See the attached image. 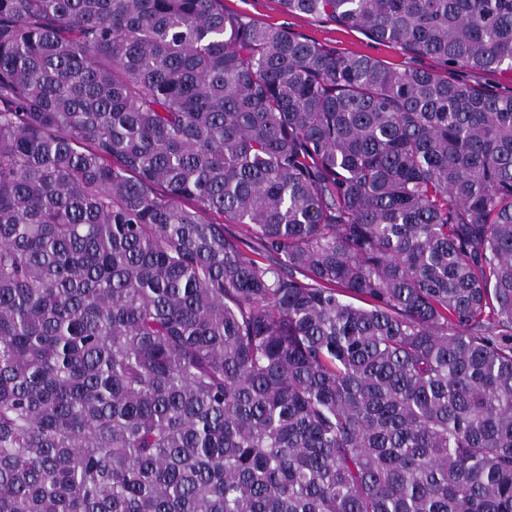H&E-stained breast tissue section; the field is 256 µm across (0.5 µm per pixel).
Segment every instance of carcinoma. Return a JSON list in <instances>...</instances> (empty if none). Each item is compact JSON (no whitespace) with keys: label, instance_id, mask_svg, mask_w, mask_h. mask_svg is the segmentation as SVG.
I'll use <instances>...</instances> for the list:
<instances>
[{"label":"carcinoma","instance_id":"1","mask_svg":"<svg viewBox=\"0 0 512 512\" xmlns=\"http://www.w3.org/2000/svg\"><path fill=\"white\" fill-rule=\"evenodd\" d=\"M281 2L512 72V0ZM0 512H512V95L0 0Z\"/></svg>","mask_w":512,"mask_h":512}]
</instances>
